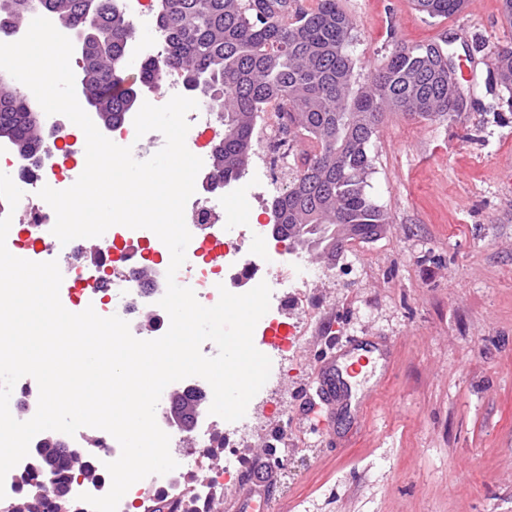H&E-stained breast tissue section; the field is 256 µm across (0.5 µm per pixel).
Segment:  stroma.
<instances>
[{
  "label": "stroma",
  "mask_w": 512,
  "mask_h": 512,
  "mask_svg": "<svg viewBox=\"0 0 512 512\" xmlns=\"http://www.w3.org/2000/svg\"><path fill=\"white\" fill-rule=\"evenodd\" d=\"M363 68L396 43L449 39L464 105L445 120L385 113L370 146L368 193L390 224L344 241L333 265L314 247L258 250L321 268L282 374L259 400L266 420L240 438L217 422L224 458L274 445L272 512H512V112L488 111L492 57L512 42L498 0L432 19L410 0H342ZM385 340L390 368L352 386L364 414L330 427L303 413L317 365L347 338Z\"/></svg>",
  "instance_id": "obj_1"
}]
</instances>
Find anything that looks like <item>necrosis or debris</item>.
<instances>
[{
    "mask_svg": "<svg viewBox=\"0 0 512 512\" xmlns=\"http://www.w3.org/2000/svg\"><path fill=\"white\" fill-rule=\"evenodd\" d=\"M271 119L261 142L265 155V167L261 175L252 177L250 196L256 202H263L265 195L278 188L283 173V163L288 158V137L280 131V116L277 105H269ZM49 126L59 128L60 139L48 142L34 157L25 159L12 149H0V167L14 169L25 184L33 189L51 187L64 190L72 186L79 174L78 165L68 164V157L82 155L84 146L77 135V127L67 117L59 114L47 116ZM196 191L185 208V221L192 234L187 247V261L176 274L180 285L191 287L198 301L205 306L218 302L219 284L241 272H249L251 285L267 283L271 289L272 304L268 312L257 323L254 333L261 345H268V333L280 315L283 294L290 288H311L321 280L320 269L302 260H294L290 266L276 268L267 264L252 267L251 250L256 240L263 237V224L241 225L233 243H226L224 225L216 215L212 204L223 198L225 184L213 176L209 167H202L196 177ZM55 213L50 208H38L29 213V221L24 229L10 227L6 238L8 249L20 247L22 241L30 243L32 261H43V251L39 246L43 233L54 224ZM105 241L118 244L119 253L103 252L97 260L89 264L77 263L75 257L83 248L82 240H73L69 250L59 262L63 275L60 296L70 294L71 286L84 287V299L103 312L104 316L119 315L128 321L132 335H141V319L144 314H152L156 324L153 337L164 335L169 324L156 305L157 294L166 285V271L170 264L167 252L157 248L156 235L145 228L131 229L123 225L110 227ZM171 447L178 450L179 466L165 475H151L133 484L121 499L117 512H147L146 490L153 489L170 498H178L182 478L190 467L199 466V448H187L182 443L179 431L167 427ZM63 448L80 451L89 443H97L96 457L100 468V484L73 483L72 495L88 493L94 496L105 495L110 485L109 473L105 467L121 448L118 442L106 431L84 427L75 436L61 435Z\"/></svg>",
    "mask_w": 512,
    "mask_h": 512,
    "instance_id": "necrosis-or-debris-1",
    "label": "necrosis or debris"
}]
</instances>
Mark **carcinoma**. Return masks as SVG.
I'll list each match as a JSON object with an SVG mask.
<instances>
[{"instance_id":"1","label":"carcinoma","mask_w":512,"mask_h":512,"mask_svg":"<svg viewBox=\"0 0 512 512\" xmlns=\"http://www.w3.org/2000/svg\"><path fill=\"white\" fill-rule=\"evenodd\" d=\"M430 18L447 19L463 11L466 0H412ZM32 13L50 14L61 24L94 34L79 65L83 96L101 121L113 127L132 110L128 76L119 59L134 27L119 0H0V32L12 30ZM159 29L167 41L165 58L148 66L157 73L171 67L182 79H200L211 93L196 94L224 116V144L213 153V171L228 182L247 165L257 114L281 106L282 131L316 144L303 153L288 187L272 202L280 237L303 245L320 239L327 263H336V230L346 238L371 239L390 223L389 213L367 192L373 172L370 144L383 113L401 112L445 119L448 67L437 42L400 43L387 63L360 84V64L349 52L356 25L341 0H316L295 7L291 0H163ZM491 84L509 92L512 109V45L492 59ZM0 140L30 157L46 144L43 126L26 95L0 83ZM32 466L13 503L25 512H85L70 494L73 475L96 479L95 448L81 454L61 447L57 438L33 449ZM49 479L51 497L36 495ZM191 475L185 481L181 512H199Z\"/></svg>"}]
</instances>
